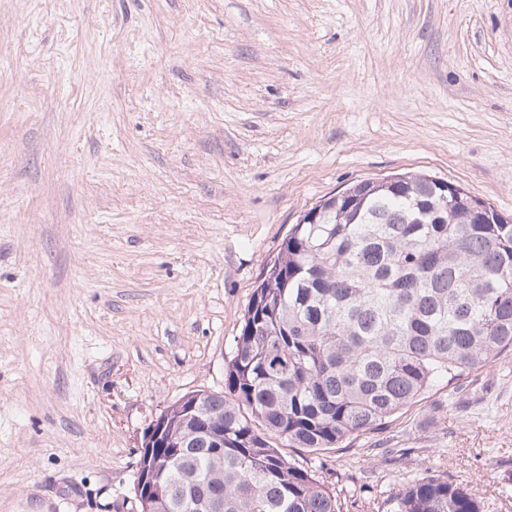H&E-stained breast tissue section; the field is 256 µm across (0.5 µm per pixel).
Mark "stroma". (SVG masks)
Here are the masks:
<instances>
[{
	"label": "stroma",
	"instance_id": "stroma-1",
	"mask_svg": "<svg viewBox=\"0 0 512 512\" xmlns=\"http://www.w3.org/2000/svg\"><path fill=\"white\" fill-rule=\"evenodd\" d=\"M423 171L512 218V0H0V512H137L300 214ZM289 456L341 512H512V352ZM482 509L481 501L462 483L427 475L398 493L393 512H483Z\"/></svg>",
	"mask_w": 512,
	"mask_h": 512
}]
</instances>
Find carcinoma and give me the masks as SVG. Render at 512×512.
Listing matches in <instances>:
<instances>
[{
    "label": "carcinoma",
    "instance_id": "1",
    "mask_svg": "<svg viewBox=\"0 0 512 512\" xmlns=\"http://www.w3.org/2000/svg\"><path fill=\"white\" fill-rule=\"evenodd\" d=\"M267 261L224 391L166 409L169 489L157 512H340L335 490L280 445L334 448L512 351V219L438 178L363 180L321 201ZM224 424V455L202 433ZM394 512H483L427 475Z\"/></svg>",
    "mask_w": 512,
    "mask_h": 512
}]
</instances>
